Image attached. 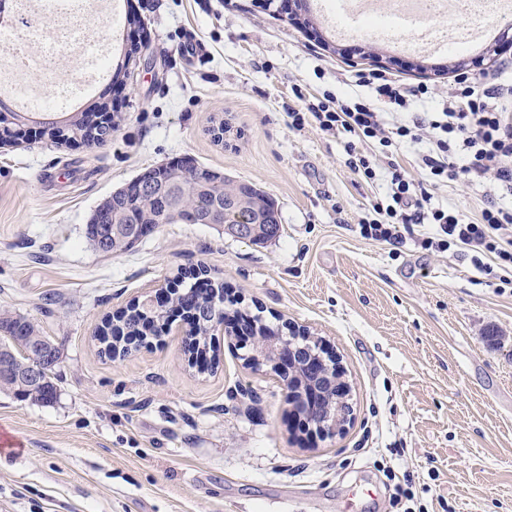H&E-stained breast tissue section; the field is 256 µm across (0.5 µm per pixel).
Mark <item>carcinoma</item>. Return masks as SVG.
I'll use <instances>...</instances> for the list:
<instances>
[{
	"mask_svg": "<svg viewBox=\"0 0 512 512\" xmlns=\"http://www.w3.org/2000/svg\"><path fill=\"white\" fill-rule=\"evenodd\" d=\"M112 126H103L95 121V113L84 112L76 121L66 120L62 123H49L50 137L57 140H68L80 137L99 145L108 141ZM154 177L172 180L176 183L171 207L174 212L166 213L150 195L142 197L131 209V216L124 224H112V210L122 206L117 196L99 207L86 225L85 237L92 247L104 255L125 253L141 241L132 238L128 231L134 226L149 224L158 227L162 224H196L204 217L214 202L218 201L230 207L231 219L244 218L256 212L275 213L273 201L253 184L224 176L223 173L199 166L190 158L174 160L152 169ZM245 228L246 233L235 234L239 239L261 242L276 237L279 233L277 224L237 225ZM224 299V284L217 283L206 294L192 293L190 298L174 294L172 302L186 314L189 330V350L197 349V342L207 336L213 327L214 299ZM167 318L162 310L146 309L142 301L129 305L116 319V327L101 330L97 340L100 354L111 359L119 354L129 353L132 346L129 339H136L140 345L156 336L158 326ZM0 349L19 353L33 344H47L49 337L42 334L39 328L27 317L15 314H3L0 317ZM25 358L11 363L9 367L0 368V389L12 393L21 400L50 402L56 397V387L52 380L47 379L35 387L19 377L17 370L24 365Z\"/></svg>",
	"mask_w": 512,
	"mask_h": 512,
	"instance_id": "carcinoma-1",
	"label": "carcinoma"
}]
</instances>
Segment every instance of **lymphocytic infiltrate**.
Here are the masks:
<instances>
[{"instance_id":"obj_1","label":"lymphocytic infiltrate","mask_w":512,"mask_h":512,"mask_svg":"<svg viewBox=\"0 0 512 512\" xmlns=\"http://www.w3.org/2000/svg\"><path fill=\"white\" fill-rule=\"evenodd\" d=\"M356 82L371 88V96L354 101L328 96L318 103L299 97L297 107L287 112L289 126L343 132L357 142L386 148L397 139L429 142L427 152L419 157L425 179L393 169L389 202L375 204V219L360 221V236L399 247L412 225L429 224L435 232L422 239V247H464L473 265L488 275L512 269L511 205H486L477 220L465 223L453 209L432 207L430 194L431 189L457 180L470 184L490 180L503 194H512V109L502 104L498 85L461 76L440 111L407 121L403 113L410 99L427 96L428 86L407 88L374 71L358 74Z\"/></svg>"}]
</instances>
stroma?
<instances>
[{
	"label": "stroma",
	"instance_id": "35a3bbf8",
	"mask_svg": "<svg viewBox=\"0 0 512 512\" xmlns=\"http://www.w3.org/2000/svg\"><path fill=\"white\" fill-rule=\"evenodd\" d=\"M121 17L97 21L99 38L117 42L115 84L76 104H111V139L30 132L0 148V313L29 317L61 350L53 401L0 392V512H389L391 478L407 471L427 512H512V272L486 275L458 247L421 249L422 224L398 248L362 239L387 166L362 181L345 165L348 135L292 129L285 115L297 86L366 95L355 76L369 70L430 85L411 110L435 112L461 58L473 80L512 89V46L424 60L340 40L310 6L291 22L258 0H121ZM80 76L69 49L53 71L28 73L49 96ZM184 157L265 191L278 236L165 224L129 252L94 250L84 228L96 207L142 169ZM496 195L452 181L432 205L470 222ZM198 266L225 300L309 328L336 352L352 388L342 432L303 430L285 383L246 366L221 326L206 338L205 373L175 315L147 345L100 355L106 320Z\"/></svg>",
	"mask_w": 512,
	"mask_h": 512
}]
</instances>
